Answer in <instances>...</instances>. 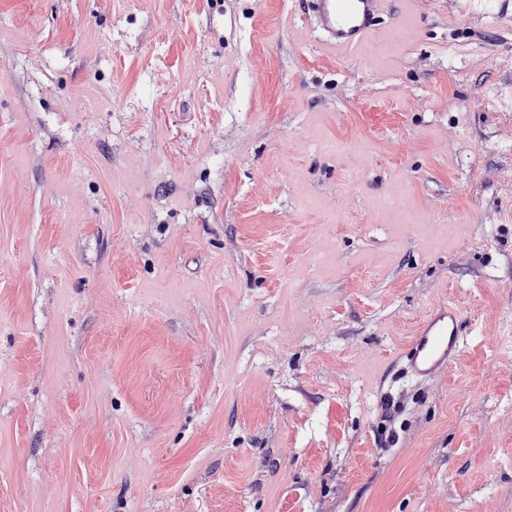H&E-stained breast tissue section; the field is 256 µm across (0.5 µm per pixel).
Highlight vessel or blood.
I'll return each mask as SVG.
<instances>
[{
    "instance_id": "obj_1",
    "label": "vessel or blood",
    "mask_w": 512,
    "mask_h": 512,
    "mask_svg": "<svg viewBox=\"0 0 512 512\" xmlns=\"http://www.w3.org/2000/svg\"><path fill=\"white\" fill-rule=\"evenodd\" d=\"M387 0H310L324 45L355 51L376 35V19ZM462 313L452 304L433 309L398 356L406 374L427 381L445 373L464 343Z\"/></svg>"
}]
</instances>
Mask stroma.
Listing matches in <instances>:
<instances>
[{
    "instance_id": "1",
    "label": "stroma",
    "mask_w": 512,
    "mask_h": 512,
    "mask_svg": "<svg viewBox=\"0 0 512 512\" xmlns=\"http://www.w3.org/2000/svg\"><path fill=\"white\" fill-rule=\"evenodd\" d=\"M378 23L0 0V512H512V0ZM462 313L453 304L429 312L419 323L409 345L398 356L406 374L427 381L445 373L464 344Z\"/></svg>"
}]
</instances>
